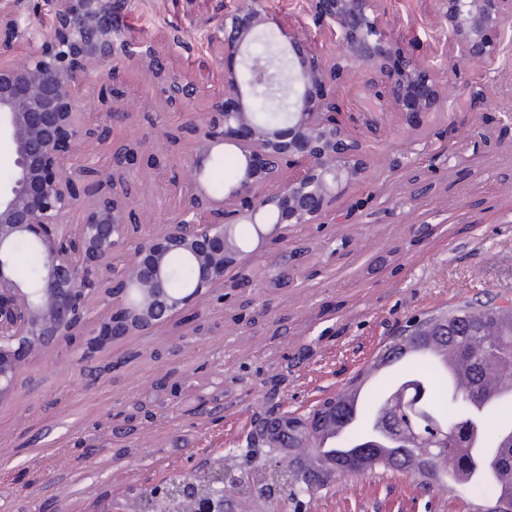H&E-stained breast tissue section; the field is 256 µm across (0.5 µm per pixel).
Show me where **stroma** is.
Segmentation results:
<instances>
[{
    "label": "stroma",
    "mask_w": 512,
    "mask_h": 512,
    "mask_svg": "<svg viewBox=\"0 0 512 512\" xmlns=\"http://www.w3.org/2000/svg\"><path fill=\"white\" fill-rule=\"evenodd\" d=\"M236 0H136L132 36L164 42L173 63L220 86L207 35ZM404 51L439 68L446 107L407 130L386 112L369 134V170L337 202L340 223L290 229L287 241L250 240L252 282L211 303L203 319L132 336L101 354L91 383L63 352L28 365L23 390L0 409V512H94L132 490L244 447L259 414L304 416L372 360L415 318L512 298V28L499 55L457 63L433 0H378ZM126 119L115 141H141L164 164L141 170L134 206L163 228L186 177L184 154L163 136L180 116L164 109L134 67L120 73ZM434 189L415 195V176ZM287 254L293 280L265 277ZM474 488L424 491L409 475L332 478L283 512H480Z\"/></svg>",
    "instance_id": "obj_1"
}]
</instances>
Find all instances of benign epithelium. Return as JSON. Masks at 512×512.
Masks as SVG:
<instances>
[{"label": "benign epithelium", "mask_w": 512, "mask_h": 512, "mask_svg": "<svg viewBox=\"0 0 512 512\" xmlns=\"http://www.w3.org/2000/svg\"><path fill=\"white\" fill-rule=\"evenodd\" d=\"M265 2L238 0L210 34L221 55L223 92L198 112L199 84L171 60L180 36L169 37L166 50L135 39L123 24L129 0H43L52 17L45 36L27 0H0V138L15 154L14 176L0 190V409L17 397L26 365L53 349H67L83 371L116 342L146 336L193 305L198 319L208 301L224 300L229 271L237 270L236 285L250 278L238 225H251L262 243L336 214V200L367 169L366 141L348 130L337 99L357 68L377 76L365 87V111L381 113L389 104L411 124L441 110L435 68L402 54L380 23L377 0H307L313 23L336 46L329 56L286 28L270 27ZM435 3L458 62L495 58L502 27L512 21V0ZM266 33L290 64L295 108L286 129L262 121L254 108L256 86L279 82L272 63L255 55ZM23 44L32 48L13 58ZM226 57L239 59V67H224ZM130 64L170 111L186 117L165 132L169 143H187L188 178L161 230L143 223L132 206L143 190L133 167L142 143L112 146L105 167L71 162L81 145L111 139V120L129 116L118 107L125 92L117 73ZM93 77L94 108L107 109L94 121L83 98ZM223 145L237 148L241 161L236 180L217 197L202 178ZM19 239L44 257L37 288L16 276L11 253ZM175 256L196 273L181 292L169 288L165 274ZM391 411L386 405L377 432L361 447L397 437ZM237 495V486L224 483V470L195 469L137 491L124 512L134 503L142 512H176L178 502L183 512H224V502Z\"/></svg>", "instance_id": "benign-epithelium-1"}]
</instances>
